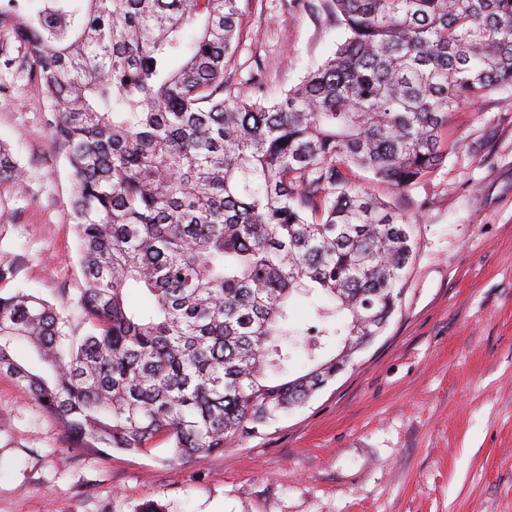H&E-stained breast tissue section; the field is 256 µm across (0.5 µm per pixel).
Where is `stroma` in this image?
I'll use <instances>...</instances> for the list:
<instances>
[{
	"instance_id": "1",
	"label": "stroma",
	"mask_w": 512,
	"mask_h": 512,
	"mask_svg": "<svg viewBox=\"0 0 512 512\" xmlns=\"http://www.w3.org/2000/svg\"><path fill=\"white\" fill-rule=\"evenodd\" d=\"M235 58L288 89L335 50L336 22L296 0H241ZM33 83L0 95V291L67 315L81 286L75 182ZM448 156L405 191L356 183L415 216L416 252L383 333L306 404L173 459L76 448L25 385L0 373V512H512V89L449 113ZM18 161L8 147L0 143V183L8 182L14 187L20 183Z\"/></svg>"
}]
</instances>
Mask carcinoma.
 Listing matches in <instances>:
<instances>
[{
	"label": "carcinoma",
	"mask_w": 512,
	"mask_h": 512,
	"mask_svg": "<svg viewBox=\"0 0 512 512\" xmlns=\"http://www.w3.org/2000/svg\"><path fill=\"white\" fill-rule=\"evenodd\" d=\"M304 5L344 37L273 95L235 82L240 0H0V67L38 86L75 177L84 283L76 319L0 294V372L73 447L209 455L311 399L384 330L416 250L412 218L347 171L420 182L448 113L512 87V0Z\"/></svg>",
	"instance_id": "carcinoma-1"
}]
</instances>
